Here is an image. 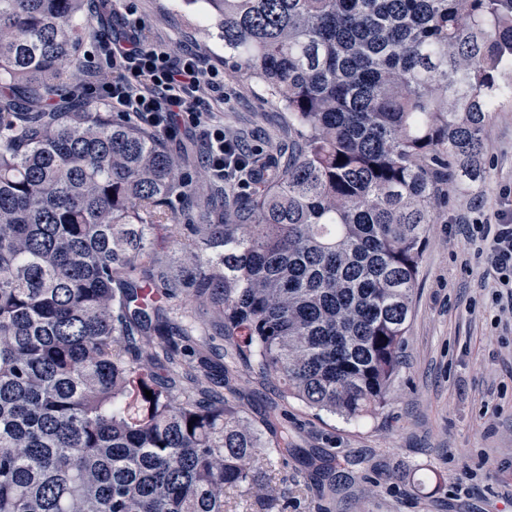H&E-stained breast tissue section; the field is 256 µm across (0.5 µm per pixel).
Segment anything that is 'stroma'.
Listing matches in <instances>:
<instances>
[{
	"label": "stroma",
	"mask_w": 512,
	"mask_h": 512,
	"mask_svg": "<svg viewBox=\"0 0 512 512\" xmlns=\"http://www.w3.org/2000/svg\"><path fill=\"white\" fill-rule=\"evenodd\" d=\"M89 4L85 81H94L103 63L99 41L119 31L128 9L146 21L153 42L224 69L223 40L185 0H117L109 12L99 10V0ZM224 83L230 100L209 96L204 110L260 156L286 157L287 113L256 81ZM485 141V182L451 195L428 228L404 358L382 412L354 421L317 416L280 398L274 381L240 375L239 405L256 420L275 413L296 448L270 474L288 498L285 512H512V308L497 300L485 258L469 243L473 225L494 223L504 188H512V98L493 113ZM165 145L194 187L215 199L258 189L211 182L202 146L187 132ZM312 451L328 453L339 477L328 505L315 496L302 463Z\"/></svg>",
	"instance_id": "35a3bbf8"
}]
</instances>
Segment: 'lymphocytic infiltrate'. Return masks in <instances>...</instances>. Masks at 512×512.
Listing matches in <instances>:
<instances>
[{
  "mask_svg": "<svg viewBox=\"0 0 512 512\" xmlns=\"http://www.w3.org/2000/svg\"><path fill=\"white\" fill-rule=\"evenodd\" d=\"M141 18L126 16L121 34L102 41L99 52L112 65L110 80L90 85V93L168 137L189 126L204 150L202 161L218 183L243 185L249 153L223 124L201 108L202 96L223 94L224 84L198 57L151 43ZM489 274L512 304V213L501 210L495 223L479 227Z\"/></svg>",
  "mask_w": 512,
  "mask_h": 512,
  "instance_id": "lymphocytic-infiltrate-1",
  "label": "lymphocytic infiltrate"
}]
</instances>
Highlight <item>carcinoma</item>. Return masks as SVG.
I'll return each mask as SVG.
<instances>
[{
	"label": "carcinoma",
	"instance_id": "obj_1",
	"mask_svg": "<svg viewBox=\"0 0 512 512\" xmlns=\"http://www.w3.org/2000/svg\"><path fill=\"white\" fill-rule=\"evenodd\" d=\"M203 3L224 68L264 85L294 139L258 193L181 219L191 184L158 132L56 107L81 78L85 0H0V512H224L231 488L273 512L254 455L296 449L238 407L209 330L286 399L384 408L428 225L486 179L512 0Z\"/></svg>",
	"mask_w": 512,
	"mask_h": 512
}]
</instances>
